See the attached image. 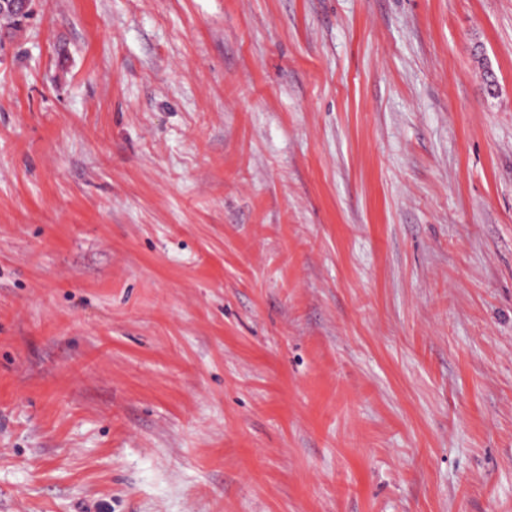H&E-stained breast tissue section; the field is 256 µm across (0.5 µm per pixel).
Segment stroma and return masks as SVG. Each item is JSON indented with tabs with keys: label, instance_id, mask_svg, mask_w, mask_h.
Masks as SVG:
<instances>
[{
	"label": "stroma",
	"instance_id": "obj_1",
	"mask_svg": "<svg viewBox=\"0 0 512 512\" xmlns=\"http://www.w3.org/2000/svg\"><path fill=\"white\" fill-rule=\"evenodd\" d=\"M0 512H512V0L0 22Z\"/></svg>",
	"mask_w": 512,
	"mask_h": 512
}]
</instances>
